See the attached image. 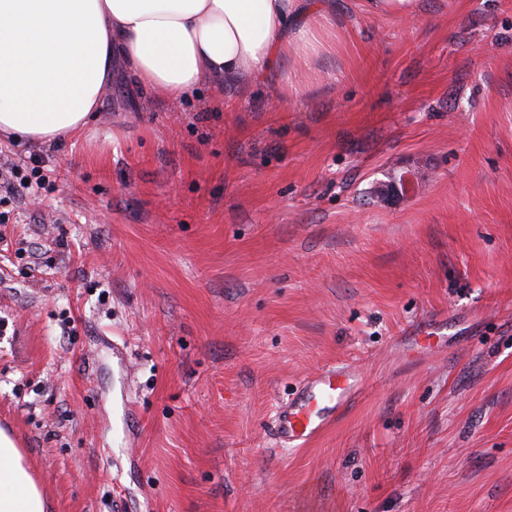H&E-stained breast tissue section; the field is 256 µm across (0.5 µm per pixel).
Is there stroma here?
Listing matches in <instances>:
<instances>
[{
	"mask_svg": "<svg viewBox=\"0 0 512 512\" xmlns=\"http://www.w3.org/2000/svg\"><path fill=\"white\" fill-rule=\"evenodd\" d=\"M421 2L338 0L308 98L175 101L117 59L81 134L0 140V180L46 176L0 226V426L51 512H512V0ZM362 4L371 14L412 18L418 11L419 0H362ZM356 389V373L325 370L314 375L277 412L276 434L282 443L302 446L319 434Z\"/></svg>",
	"mask_w": 512,
	"mask_h": 512,
	"instance_id": "obj_1",
	"label": "stroma"
}]
</instances>
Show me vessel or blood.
Instances as JSON below:
<instances>
[{
    "instance_id": "obj_1",
    "label": "vessel or blood",
    "mask_w": 512,
    "mask_h": 512,
    "mask_svg": "<svg viewBox=\"0 0 512 512\" xmlns=\"http://www.w3.org/2000/svg\"><path fill=\"white\" fill-rule=\"evenodd\" d=\"M355 388L356 375L350 370L329 369L314 375L280 406L275 424L279 440L307 443L346 405Z\"/></svg>"
}]
</instances>
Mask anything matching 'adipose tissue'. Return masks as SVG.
<instances>
[{
    "label": "adipose tissue",
    "instance_id": "adipose-tissue-1",
    "mask_svg": "<svg viewBox=\"0 0 512 512\" xmlns=\"http://www.w3.org/2000/svg\"><path fill=\"white\" fill-rule=\"evenodd\" d=\"M336 0H0V135L79 133L112 83V57L179 98L283 71L280 100L320 89ZM17 438L0 428V512H48Z\"/></svg>",
    "mask_w": 512,
    "mask_h": 512
}]
</instances>
